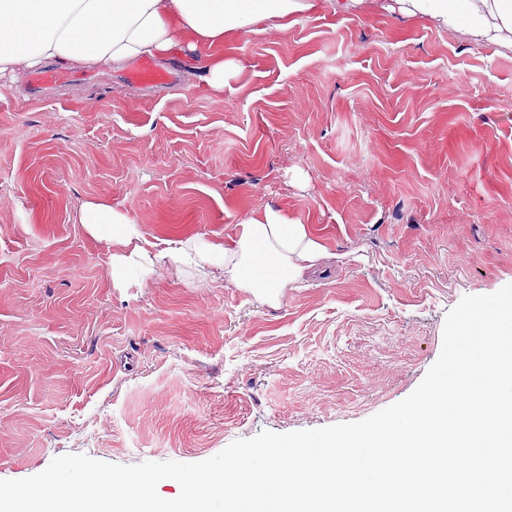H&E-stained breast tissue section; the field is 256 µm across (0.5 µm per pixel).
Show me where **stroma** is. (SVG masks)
<instances>
[{"label":"stroma","mask_w":512,"mask_h":512,"mask_svg":"<svg viewBox=\"0 0 512 512\" xmlns=\"http://www.w3.org/2000/svg\"><path fill=\"white\" fill-rule=\"evenodd\" d=\"M389 2L225 39L220 94L0 78V480L362 421L414 391L463 296L512 284V49ZM92 199L158 245L283 208L331 257L274 307L172 254L126 288Z\"/></svg>","instance_id":"35a3bbf8"}]
</instances>
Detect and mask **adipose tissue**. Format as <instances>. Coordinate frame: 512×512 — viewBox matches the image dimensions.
<instances>
[{"label":"adipose tissue","instance_id":"obj_1","mask_svg":"<svg viewBox=\"0 0 512 512\" xmlns=\"http://www.w3.org/2000/svg\"><path fill=\"white\" fill-rule=\"evenodd\" d=\"M324 3L344 16L365 0H0V77L48 64L107 73L151 57L179 63L191 79L220 93L238 67L224 57L225 38L255 32L260 24L287 32L298 16ZM398 3L405 16L512 48V0ZM80 221L93 237L113 244L115 278L149 263L146 238L129 210L91 200ZM174 253L220 271L226 283L274 306L328 250L309 225L268 207L244 217L228 240L189 236L175 240Z\"/></svg>","mask_w":512,"mask_h":512}]
</instances>
